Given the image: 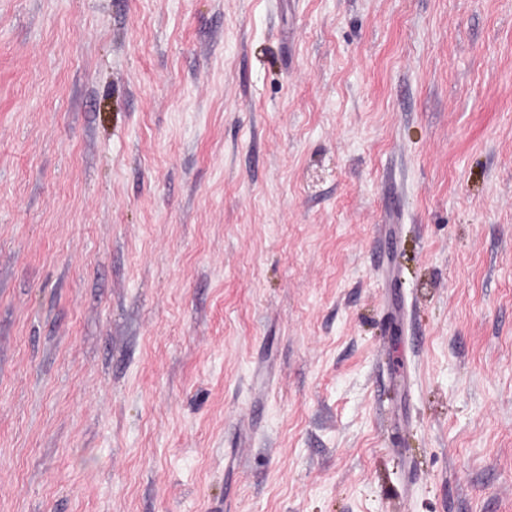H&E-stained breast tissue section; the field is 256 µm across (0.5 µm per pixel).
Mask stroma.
<instances>
[{
    "label": "stroma",
    "instance_id": "stroma-1",
    "mask_svg": "<svg viewBox=\"0 0 512 512\" xmlns=\"http://www.w3.org/2000/svg\"><path fill=\"white\" fill-rule=\"evenodd\" d=\"M0 512H512V0H0Z\"/></svg>",
    "mask_w": 512,
    "mask_h": 512
}]
</instances>
